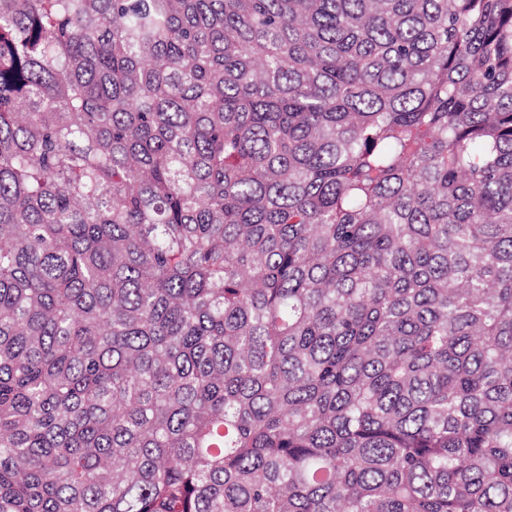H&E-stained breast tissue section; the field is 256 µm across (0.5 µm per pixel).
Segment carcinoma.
Masks as SVG:
<instances>
[{"instance_id":"cac0c4a2","label":"carcinoma","mask_w":512,"mask_h":512,"mask_svg":"<svg viewBox=\"0 0 512 512\" xmlns=\"http://www.w3.org/2000/svg\"><path fill=\"white\" fill-rule=\"evenodd\" d=\"M0 512H512V0H0Z\"/></svg>"}]
</instances>
